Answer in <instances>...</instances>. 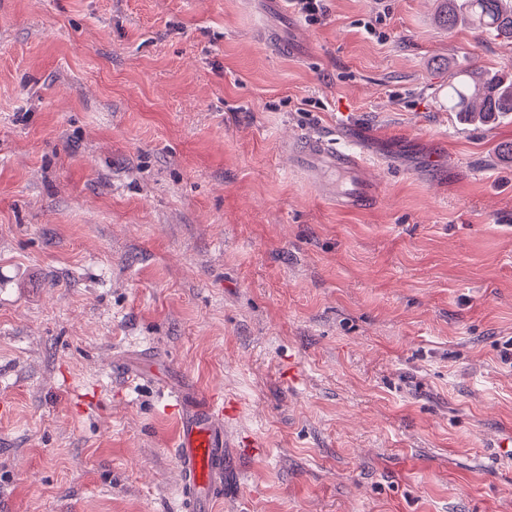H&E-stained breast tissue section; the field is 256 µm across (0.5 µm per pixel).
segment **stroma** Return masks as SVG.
Wrapping results in <instances>:
<instances>
[{"label": "stroma", "mask_w": 512, "mask_h": 512, "mask_svg": "<svg viewBox=\"0 0 512 512\" xmlns=\"http://www.w3.org/2000/svg\"><path fill=\"white\" fill-rule=\"evenodd\" d=\"M0 0V512H181L175 399L224 397L208 512H512V44L437 0ZM374 158L360 210L306 168ZM448 109L467 123L485 124L512 112V78L470 70L448 85ZM322 136L315 138L313 135L303 141L301 158L310 163L326 162L336 172L348 175L350 181L344 186L336 188V207L352 210L366 205L369 200L377 196V186L365 177V171L371 166L363 158L362 154L354 147L346 146L336 148V143H325Z\"/></svg>", "instance_id": "1"}]
</instances>
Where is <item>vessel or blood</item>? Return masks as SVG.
Here are the masks:
<instances>
[{"instance_id":"obj_1","label":"vessel or blood","mask_w":512,"mask_h":512,"mask_svg":"<svg viewBox=\"0 0 512 512\" xmlns=\"http://www.w3.org/2000/svg\"><path fill=\"white\" fill-rule=\"evenodd\" d=\"M301 156L310 163L326 162L337 173L349 176L337 188L336 205L352 210L366 205L378 193L365 176L369 168L354 147L336 148L324 138L307 137ZM224 400L212 392L197 404L183 407L174 453L179 466L186 512H200L206 501L224 488Z\"/></svg>"}]
</instances>
